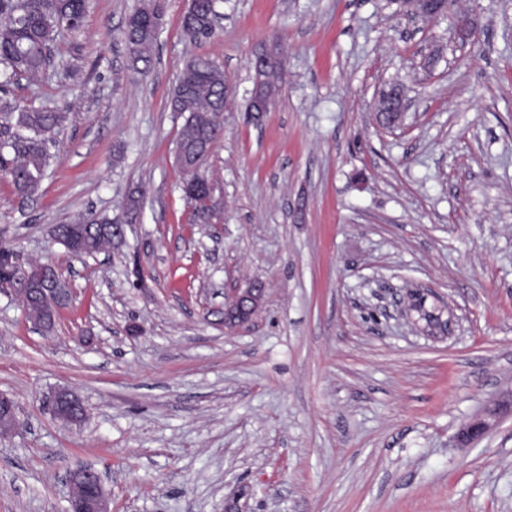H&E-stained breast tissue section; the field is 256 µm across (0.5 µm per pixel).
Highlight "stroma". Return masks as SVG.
<instances>
[{
	"label": "stroma",
	"mask_w": 512,
	"mask_h": 512,
	"mask_svg": "<svg viewBox=\"0 0 512 512\" xmlns=\"http://www.w3.org/2000/svg\"><path fill=\"white\" fill-rule=\"evenodd\" d=\"M140 3L87 0L56 46L73 78L0 92V113L68 115L37 195L0 176V241L72 291L46 333L0 289V393L22 422L0 439V512H67L80 467L102 474L111 512H512V410L496 408L512 389V0H452L433 21L398 0H224L199 44L187 0H161L144 74L122 42ZM263 49L281 81L253 112ZM196 54L228 89L207 224L182 192L170 107ZM394 84L413 105L389 128L377 101ZM135 188L139 219L111 253L55 240L77 215L120 217ZM253 280L258 313L225 330V289ZM413 288L449 333L396 310ZM60 387L82 423L51 414ZM483 414L486 437L460 447Z\"/></svg>",
	"instance_id": "35a3bbf8"
}]
</instances>
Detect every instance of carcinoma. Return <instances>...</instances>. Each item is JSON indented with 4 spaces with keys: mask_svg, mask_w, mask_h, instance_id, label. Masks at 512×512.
<instances>
[{
    "mask_svg": "<svg viewBox=\"0 0 512 512\" xmlns=\"http://www.w3.org/2000/svg\"><path fill=\"white\" fill-rule=\"evenodd\" d=\"M41 9L29 0H0V76L3 84L22 76L35 80L51 62L52 52L63 32H78L86 13L85 0H44ZM156 3L145 0L128 17L123 29L125 48L132 68L140 73L149 70L153 48L157 42L160 18L150 27L141 19L154 13ZM218 15V0H191L181 29L187 39L199 42L211 38V21ZM226 84L224 70L204 55L190 57L171 97L174 112L186 114L176 141L175 155L194 158L205 145V139H216L222 128ZM0 142V171L17 194L30 198L40 189L50 160V146L66 121L63 112L51 109H19L7 113ZM142 200L138 191L130 192L122 215L127 222L139 215ZM117 220L89 214L75 222L58 224L54 232L60 242L74 238L86 243L95 253L112 248L111 225Z\"/></svg>",
    "mask_w": 512,
    "mask_h": 512,
    "instance_id": "1",
    "label": "carcinoma"
}]
</instances>
